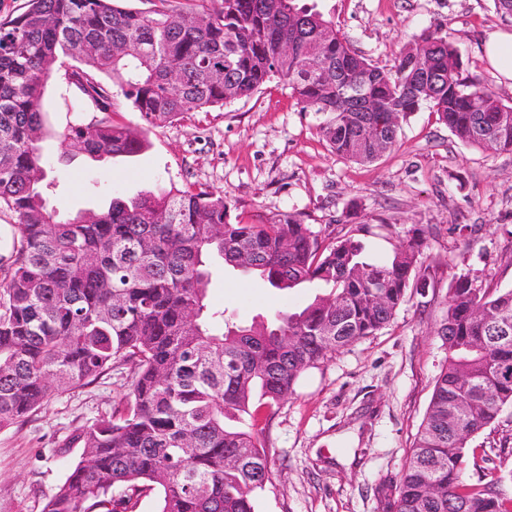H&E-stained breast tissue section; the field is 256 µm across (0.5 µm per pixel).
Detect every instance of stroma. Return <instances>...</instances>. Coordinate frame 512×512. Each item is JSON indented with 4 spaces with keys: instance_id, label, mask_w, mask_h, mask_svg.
I'll return each mask as SVG.
<instances>
[{
    "instance_id": "stroma-1",
    "label": "stroma",
    "mask_w": 512,
    "mask_h": 512,
    "mask_svg": "<svg viewBox=\"0 0 512 512\" xmlns=\"http://www.w3.org/2000/svg\"><path fill=\"white\" fill-rule=\"evenodd\" d=\"M331 20L372 64L393 69L403 48L427 28L447 32L470 66L503 101L482 43L512 32V15L494 0H303ZM48 133L41 143L49 204L97 211L114 196L160 185L226 193L232 220L261 224L288 213L325 242L354 236L373 261L429 234L422 261L426 290L408 289L392 323L307 370L294 395L263 410L258 424L271 482L256 512H378L374 489L398 480L430 402L447 350L437 334L454 276L479 288L512 289V153L464 145L428 107L403 121L394 149L361 165L331 151L287 85L272 80L250 98L149 129V150L103 162L67 158L59 135L72 117L71 95L52 77L42 101ZM215 306L237 320L272 319L304 306L312 287L280 295L259 278L214 264ZM131 370L113 364L89 384L52 399L29 417L0 427V512H42L81 449L56 450L78 427L121 409ZM472 444L512 471V406Z\"/></svg>"
}]
</instances>
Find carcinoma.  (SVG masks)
Wrapping results in <instances>:
<instances>
[{
	"label": "carcinoma",
	"mask_w": 512,
	"mask_h": 512,
	"mask_svg": "<svg viewBox=\"0 0 512 512\" xmlns=\"http://www.w3.org/2000/svg\"><path fill=\"white\" fill-rule=\"evenodd\" d=\"M298 0H216L211 8H123L117 0H27L0 21V214L15 229L0 255V426L55 396L130 366L124 407L75 429L57 450L83 454L42 512H256L270 482L254 419L329 355L385 328L409 287L427 286L426 230L376 263L363 243L325 245L288 214L230 222L217 192L175 185L115 196L89 215L49 205L42 98L60 75L75 117L68 156L103 161L149 146L112 120L114 91L149 126L222 107L274 78L310 112L330 150L358 164L391 151L401 123L429 105L465 145L512 152V103L470 69L448 35L425 29L394 69L351 49L331 21ZM88 40L98 44L82 53ZM109 82H103V78ZM100 113L83 121L86 110ZM218 258L280 294L329 289L272 321L243 324L208 301ZM437 334L448 356L401 477L377 490L380 512H512L502 477L472 439L512 406V289L453 280ZM472 466L477 478L465 477Z\"/></svg>",
	"instance_id": "carcinoma-1"
}]
</instances>
